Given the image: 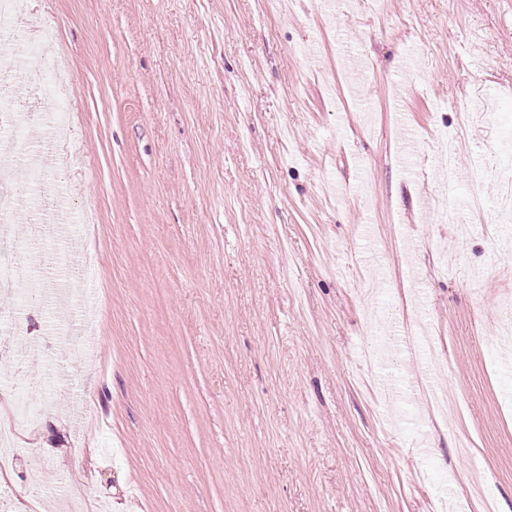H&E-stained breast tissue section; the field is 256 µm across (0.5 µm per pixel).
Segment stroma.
I'll return each mask as SVG.
<instances>
[{"instance_id":"stroma-1","label":"stroma","mask_w":512,"mask_h":512,"mask_svg":"<svg viewBox=\"0 0 512 512\" xmlns=\"http://www.w3.org/2000/svg\"><path fill=\"white\" fill-rule=\"evenodd\" d=\"M33 19L72 69L99 348L27 313L0 420L17 392L43 416L0 512H63L76 488L112 512H483L475 467L512 512V223L442 222L460 191L432 167L445 130L488 198L512 169V0H42ZM421 315L436 360L363 361ZM420 376L464 398L470 456Z\"/></svg>"}]
</instances>
